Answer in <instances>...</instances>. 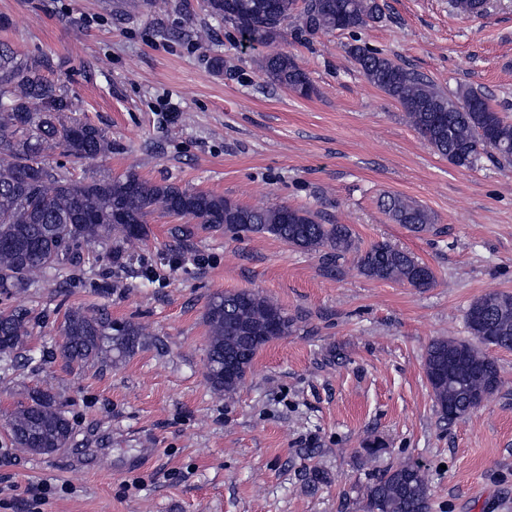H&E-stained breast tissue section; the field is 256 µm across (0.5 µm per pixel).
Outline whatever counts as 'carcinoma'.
Masks as SVG:
<instances>
[{"instance_id":"cac0c4a2","label":"carcinoma","mask_w":512,"mask_h":512,"mask_svg":"<svg viewBox=\"0 0 512 512\" xmlns=\"http://www.w3.org/2000/svg\"><path fill=\"white\" fill-rule=\"evenodd\" d=\"M204 0L214 18L232 24L244 42L275 46L288 22L311 35L353 31L381 18L378 0ZM463 16L483 13L486 0H452ZM349 53L374 86L399 102L405 118L431 147L456 166L471 167L482 154L495 152L512 165V121L498 112L480 91L469 87L453 98L421 75L362 45ZM267 79L301 97L312 83L295 58L274 50L262 60ZM54 59L20 55L0 46V294L13 295L83 269L109 248L115 258L148 236V217L158 212L222 230L235 239L267 234L291 246L317 252L328 249L343 258L355 251L345 224H323L309 210L288 206L244 207L222 196L157 183L135 170L114 177L76 178L47 162L58 151L81 165L112 151L105 132L67 116L71 102L65 85L49 78ZM383 211L414 233L430 231L435 217L398 194L384 197ZM360 274L373 279L429 288L433 271L412 253L377 243L358 254ZM206 381L219 396L238 390L256 354L269 342L288 335L294 326L271 300L252 292L216 294L208 301ZM471 336L485 347L512 350V294L490 292L475 299L465 313ZM31 317L25 309L0 311V362L22 358L34 367L42 358L23 354ZM59 353L68 368L105 363L151 342L146 328L132 321H114L106 311L70 307L60 323ZM459 358V373L439 382L436 374ZM425 369L433 399L443 418L466 416L475 398L488 399L502 380L496 361L466 340L439 338L427 349ZM11 447L50 455L65 447L73 423L57 397L33 390L9 416ZM429 479L418 463L389 467L367 488L366 512H430Z\"/></svg>"}]
</instances>
